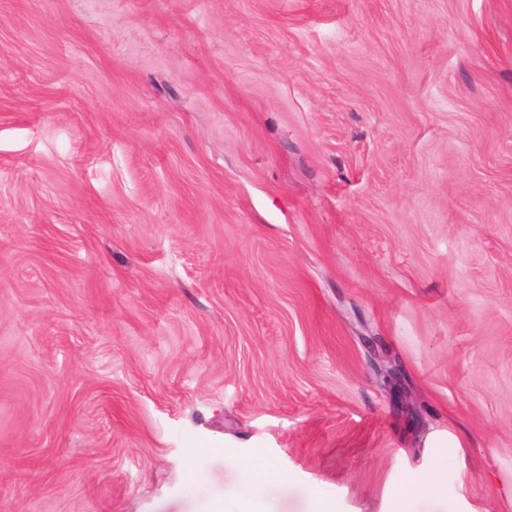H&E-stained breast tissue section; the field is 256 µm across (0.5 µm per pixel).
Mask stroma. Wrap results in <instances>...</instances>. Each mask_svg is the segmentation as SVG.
I'll return each mask as SVG.
<instances>
[{
    "instance_id": "stroma-1",
    "label": "stroma",
    "mask_w": 512,
    "mask_h": 512,
    "mask_svg": "<svg viewBox=\"0 0 512 512\" xmlns=\"http://www.w3.org/2000/svg\"><path fill=\"white\" fill-rule=\"evenodd\" d=\"M265 466L512 512V0H0V512ZM383 365L381 373L383 375L384 385L392 395L400 400L411 414L416 413L415 403L411 393L409 394L407 388L401 383L400 372L396 366L392 365L386 357L382 360Z\"/></svg>"
}]
</instances>
